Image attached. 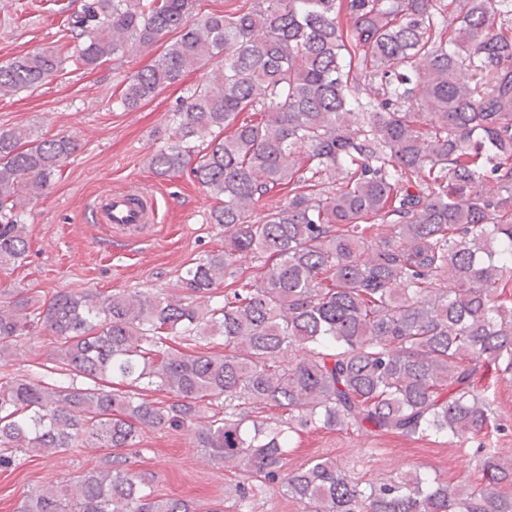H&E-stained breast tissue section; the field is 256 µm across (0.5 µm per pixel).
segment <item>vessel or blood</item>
Here are the masks:
<instances>
[{
	"label": "vessel or blood",
	"mask_w": 512,
	"mask_h": 512,
	"mask_svg": "<svg viewBox=\"0 0 512 512\" xmlns=\"http://www.w3.org/2000/svg\"><path fill=\"white\" fill-rule=\"evenodd\" d=\"M147 194L140 188H124L99 193L93 204L94 222L91 235L98 236L113 231L134 238L144 225L152 223L155 214L147 207Z\"/></svg>",
	"instance_id": "obj_1"
}]
</instances>
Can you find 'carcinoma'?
Returning a JSON list of instances; mask_svg holds the SVG:
<instances>
[{
    "label": "carcinoma",
    "instance_id": "obj_1",
    "mask_svg": "<svg viewBox=\"0 0 512 512\" xmlns=\"http://www.w3.org/2000/svg\"><path fill=\"white\" fill-rule=\"evenodd\" d=\"M195 2L92 0L73 20L75 59L94 70L172 35L127 79L128 109L221 60L148 164L171 177L195 162L224 250L185 269L180 296L0 305V354L42 322L69 376L0 380V466L19 452L115 450L107 470L32 492L16 512H196L129 468L124 450L146 429L186 431L234 463L241 507L260 483L303 512H512V464L494 453L466 494L419 472L364 487L328 458L286 469L308 427L461 442L492 426L485 376L512 370V0H462L453 15L446 0H251L197 21ZM62 63L49 49L1 63L0 92ZM78 147L0 131L1 267L29 248L21 200ZM284 190L288 202L255 213ZM248 256L260 274L238 271ZM222 285L223 301L195 303ZM208 339L224 352L197 347ZM149 387L170 399L141 398Z\"/></svg>",
    "mask_w": 512,
    "mask_h": 512
}]
</instances>
